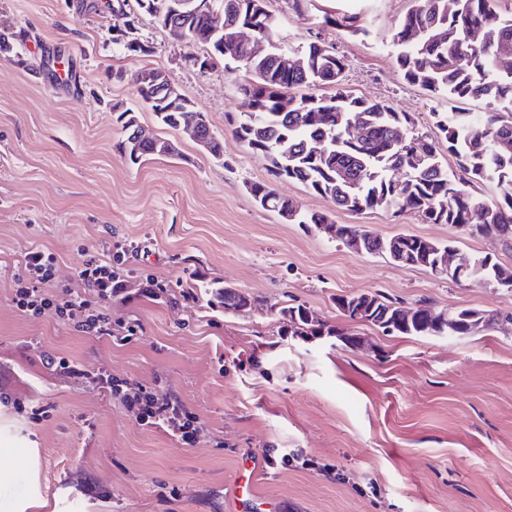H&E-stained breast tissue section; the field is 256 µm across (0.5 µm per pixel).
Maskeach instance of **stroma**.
<instances>
[{"mask_svg": "<svg viewBox=\"0 0 512 512\" xmlns=\"http://www.w3.org/2000/svg\"><path fill=\"white\" fill-rule=\"evenodd\" d=\"M85 2L0 0V37L11 44L0 52V393L9 397L0 404V512H512V325L455 339L365 326L354 351L338 337L351 324L336 308L337 295L379 291L438 311L512 314V292L360 253L262 209L246 186L269 179L268 161L231 134L245 71L194 65L204 47L175 40L135 0L123 17L108 0ZM322 4L359 14L366 34L268 0L281 46L321 39L348 60L345 90L407 113L415 134L436 141L433 114L448 100L408 84L394 53L414 0ZM126 27L145 52L116 42ZM151 68L206 115L223 160L139 106L131 77ZM126 108L177 153L129 165L118 150ZM274 188L338 224L512 267V249L492 234L471 237L411 212L352 213L293 180ZM118 244L128 249L125 290L112 318L138 321L139 341L118 346L14 308L28 249L54 253L57 281L76 288L85 255ZM194 271L248 295L250 309L224 313L205 293L184 301ZM150 275L168 283L165 298L142 295ZM290 300L337 335H279ZM59 356L179 397L198 417L200 444L182 445L140 424L117 396L59 374ZM285 454L292 461L279 466ZM171 487L179 497L163 498Z\"/></svg>", "mask_w": 512, "mask_h": 512, "instance_id": "35a3bbf8", "label": "stroma"}]
</instances>
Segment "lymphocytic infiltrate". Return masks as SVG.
Here are the masks:
<instances>
[{
    "label": "lymphocytic infiltrate",
    "mask_w": 512,
    "mask_h": 512,
    "mask_svg": "<svg viewBox=\"0 0 512 512\" xmlns=\"http://www.w3.org/2000/svg\"><path fill=\"white\" fill-rule=\"evenodd\" d=\"M56 263V256L44 249L25 253L24 274L13 290L16 310L32 317H53L79 332L108 337L121 346L137 340L138 322L112 319L109 304L121 293L123 278L111 258L86 259L78 274L81 287L77 290L57 282ZM91 380L109 393L122 395L126 409L142 424L161 426L184 445L199 444L197 416L179 398L157 395L150 387L130 384L103 371L93 374Z\"/></svg>",
    "instance_id": "obj_1"
}]
</instances>
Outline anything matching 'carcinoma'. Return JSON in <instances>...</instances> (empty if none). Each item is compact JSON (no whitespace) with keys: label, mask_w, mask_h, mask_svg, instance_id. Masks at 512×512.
<instances>
[{"label":"carcinoma","mask_w":512,"mask_h":512,"mask_svg":"<svg viewBox=\"0 0 512 512\" xmlns=\"http://www.w3.org/2000/svg\"><path fill=\"white\" fill-rule=\"evenodd\" d=\"M146 2L145 12L161 24L168 19V0ZM254 0H213L215 9L232 19L248 21ZM501 0H457L448 10V0H416L400 21L393 37L396 62L405 81L432 95L446 94L448 100H479L484 111L476 114L456 106L436 112V128L448 143V151L458 159L459 170L448 172L437 147H423L436 155L434 164L412 171L407 162V145L402 136L414 132L405 128L408 116L391 106L370 101L341 89L316 95L312 90L325 83L340 85L348 60L319 40L309 42L298 54L311 60V67H284L275 56L255 58L243 64L253 78L238 86L242 99L239 117L231 133L249 149L262 153L275 179L295 180L313 192L330 198L336 207L365 211L384 206L397 213L411 211L430 224L462 227L473 223L498 224L504 234L502 245L512 247V14L500 16ZM481 33L477 40L471 39ZM212 60L233 62L240 44L229 30L205 45ZM142 105L169 128H178L182 113L171 110V103L152 85L136 87ZM132 109L121 111L126 137L119 143L123 157L139 165L152 155L162 154L156 144L160 137L143 139L134 134ZM367 128V137L351 143L350 123ZM209 155L224 159V141L211 128L204 129ZM325 140L327 155L314 156L309 145ZM494 182L502 190V201L490 204L473 188ZM248 191L262 208L282 213L293 208L291 201L276 193L272 184L255 182ZM399 244L409 259L422 265L434 260L421 252L422 240L414 235L396 234L390 238L371 235L367 248L374 254L390 256L386 247ZM474 275L492 283L508 270L489 262L485 256H471ZM358 301L364 306L361 324L373 326L386 336H452L458 325L475 335L485 330L491 315L484 310L460 308L441 310L428 318L404 320V302L381 292L348 293L336 297V306ZM251 300L230 288L224 289L226 313H239ZM309 308L288 305L279 314L288 319L283 336L335 335L331 329L308 321Z\"/></svg>","instance_id":"cac0c4a2"}]
</instances>
